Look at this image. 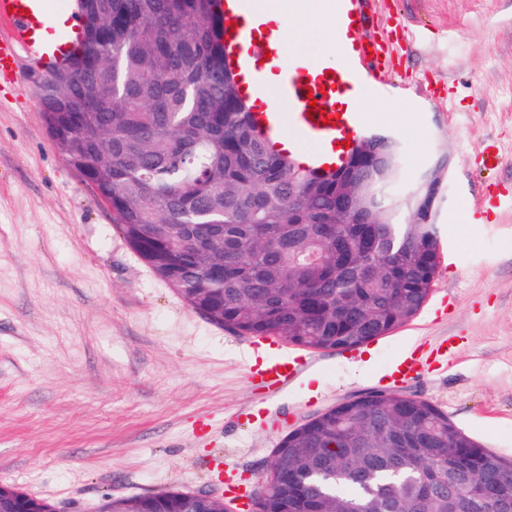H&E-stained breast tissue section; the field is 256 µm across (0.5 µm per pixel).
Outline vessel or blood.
Returning <instances> with one entry per match:
<instances>
[{"instance_id": "obj_1", "label": "vessel or blood", "mask_w": 512, "mask_h": 512, "mask_svg": "<svg viewBox=\"0 0 512 512\" xmlns=\"http://www.w3.org/2000/svg\"><path fill=\"white\" fill-rule=\"evenodd\" d=\"M77 0H0V20L9 26L7 36H0V71H12L19 55L25 54L47 62H61L77 34L80 17ZM251 0H224V19L232 26L227 38L242 85L254 92L264 87V75L252 51L253 32L241 17ZM66 17V27H57L59 17ZM268 51L280 77L279 95L271 108L254 110L252 117L264 137L280 144L288 134H295L313 148L312 163L320 168L339 164L346 152V142L368 132L369 125L359 112L336 109V94L361 82L365 73L358 65L325 74L297 64L288 54L285 41L271 42ZM360 62L370 61L373 69L385 67L389 56L382 41L359 42ZM304 363L298 358L255 357L248 366L250 382L277 388L299 375Z\"/></svg>"}]
</instances>
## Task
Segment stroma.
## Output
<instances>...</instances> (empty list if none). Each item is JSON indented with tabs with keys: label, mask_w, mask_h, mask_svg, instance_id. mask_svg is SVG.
<instances>
[{
	"label": "stroma",
	"mask_w": 512,
	"mask_h": 512,
	"mask_svg": "<svg viewBox=\"0 0 512 512\" xmlns=\"http://www.w3.org/2000/svg\"><path fill=\"white\" fill-rule=\"evenodd\" d=\"M406 182L448 151L441 258L416 318L307 363L277 397L248 383L253 337L197 314L133 250L54 145L32 75H0V482L95 512L102 497L258 488L290 430L372 390L430 402L512 460V0H373ZM499 153L483 167L479 147ZM487 208L466 215L473 197ZM428 369L387 383L406 352Z\"/></svg>",
	"instance_id": "stroma-1"
}]
</instances>
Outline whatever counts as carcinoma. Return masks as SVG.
<instances>
[{"instance_id":"carcinoma-1","label":"carcinoma","mask_w":512,"mask_h":512,"mask_svg":"<svg viewBox=\"0 0 512 512\" xmlns=\"http://www.w3.org/2000/svg\"><path fill=\"white\" fill-rule=\"evenodd\" d=\"M85 0L70 60L100 66L37 89L52 141L112 207L138 255L212 324L349 350L406 324L439 265L436 208L448 152L412 196L393 134L359 140L320 174L257 135L220 50L221 0ZM94 123L79 124L86 103ZM250 512H512V461L433 404L369 391L289 431ZM171 489L104 496L96 512H216Z\"/></svg>"}]
</instances>
